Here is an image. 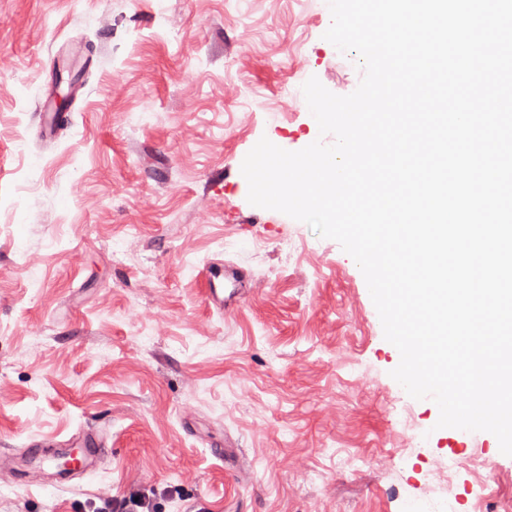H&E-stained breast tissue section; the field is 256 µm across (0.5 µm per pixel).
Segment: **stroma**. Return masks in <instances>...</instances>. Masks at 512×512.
<instances>
[{
  "instance_id": "obj_1",
  "label": "stroma",
  "mask_w": 512,
  "mask_h": 512,
  "mask_svg": "<svg viewBox=\"0 0 512 512\" xmlns=\"http://www.w3.org/2000/svg\"><path fill=\"white\" fill-rule=\"evenodd\" d=\"M331 21L328 0H0V448L108 437L68 484L0 469V512L148 487L160 512H428L433 482L447 512L512 502V456L391 377L352 257L247 200L261 138L334 141L302 91L359 85ZM59 74L69 120L44 139ZM215 258L252 277L225 316L199 277ZM56 444L59 446H67L65 448L81 449L82 467L85 471L78 476L94 470L106 451L103 437L93 430H86L75 434L64 441H56Z\"/></svg>"
}]
</instances>
